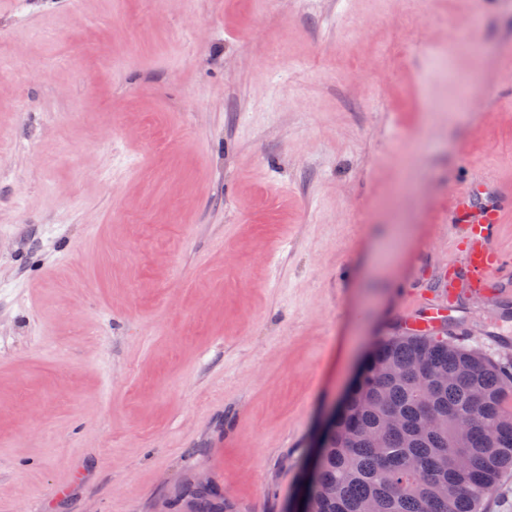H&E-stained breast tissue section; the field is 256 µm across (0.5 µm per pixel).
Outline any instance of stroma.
Here are the masks:
<instances>
[{
    "label": "stroma",
    "mask_w": 512,
    "mask_h": 512,
    "mask_svg": "<svg viewBox=\"0 0 512 512\" xmlns=\"http://www.w3.org/2000/svg\"><path fill=\"white\" fill-rule=\"evenodd\" d=\"M13 2L0 512H283L466 252L449 191L512 190V0ZM447 329L502 356L512 291ZM190 512H236L228 500L218 501V493L213 485L199 486L193 484L188 492Z\"/></svg>",
    "instance_id": "35a3bbf8"
}]
</instances>
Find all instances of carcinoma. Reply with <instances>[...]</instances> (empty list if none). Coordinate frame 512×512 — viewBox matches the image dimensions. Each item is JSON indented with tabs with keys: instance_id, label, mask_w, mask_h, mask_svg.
Wrapping results in <instances>:
<instances>
[{
	"instance_id": "obj_1",
	"label": "carcinoma",
	"mask_w": 512,
	"mask_h": 512,
	"mask_svg": "<svg viewBox=\"0 0 512 512\" xmlns=\"http://www.w3.org/2000/svg\"><path fill=\"white\" fill-rule=\"evenodd\" d=\"M512 360L446 327L377 343L324 433L314 512H480L512 468ZM190 512H236L194 485Z\"/></svg>"
}]
</instances>
